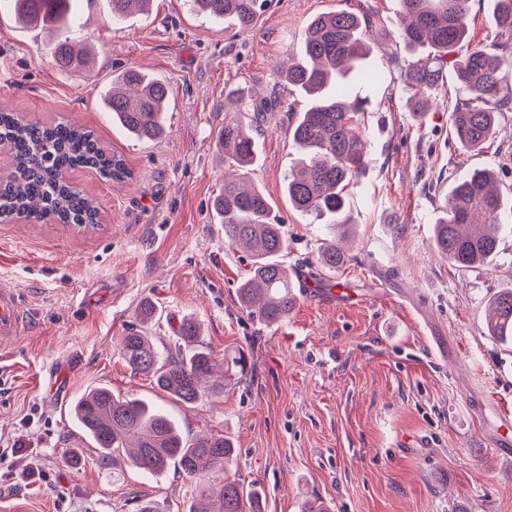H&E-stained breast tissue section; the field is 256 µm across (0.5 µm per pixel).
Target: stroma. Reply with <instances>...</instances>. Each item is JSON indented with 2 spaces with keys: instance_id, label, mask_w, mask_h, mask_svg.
<instances>
[{
  "instance_id": "1",
  "label": "stroma",
  "mask_w": 512,
  "mask_h": 512,
  "mask_svg": "<svg viewBox=\"0 0 512 512\" xmlns=\"http://www.w3.org/2000/svg\"><path fill=\"white\" fill-rule=\"evenodd\" d=\"M470 45L503 56L501 88L512 94V35L493 23L495 0H469ZM339 10L372 27L359 132L368 165L347 199L357 228L337 280L354 303L298 297L269 325L242 308L247 252L224 241L212 200L224 179L218 135L225 118L248 123L257 153L249 179L271 201L288 238L290 274L317 272L325 218L296 212L284 183L297 151L292 123L307 107L278 66L295 53L306 25ZM400 0H271L254 29L237 32L199 13L191 0H156L150 14L115 21L108 0H79L63 31L93 46V68L58 69L57 37L0 12V104L30 122L92 130L134 173L115 184L92 170L73 184L95 199L100 223H0V284L19 289L30 323L0 344V499L18 512H190L195 481L169 466L152 476L100 464L73 423L69 404L99 386L172 414L185 437L232 441V476L263 494L265 512H302L310 498L329 512H512V456L494 441L485 397L512 409V345L488 336L490 302L512 289V112L500 113L484 152L466 151L449 115L468 99L455 80L410 112L400 79L414 56L398 38ZM136 68L167 86L166 132L130 138L99 101L112 74ZM254 93L261 112L236 109L228 94ZM491 168L506 202L497 254L460 268L434 247V224L453 185ZM96 301L86 305V293ZM151 301L158 318L140 321ZM202 328L218 364L238 354L246 372L192 406L177 402L119 355L137 330L161 355L174 351L183 317ZM63 376L65 403L47 396ZM82 463H67L68 452Z\"/></svg>"
}]
</instances>
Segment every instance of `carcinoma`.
<instances>
[{
    "mask_svg": "<svg viewBox=\"0 0 512 512\" xmlns=\"http://www.w3.org/2000/svg\"><path fill=\"white\" fill-rule=\"evenodd\" d=\"M267 0H192L193 7L223 19L242 32L252 30ZM403 20L398 37L411 52H421L400 79L414 90L409 105L425 112L431 93L444 85L450 51L467 38L468 0H400ZM112 19L142 11L150 0H110ZM22 21L60 31L73 22L74 0H0ZM494 24L512 31V0H496ZM370 19L341 10L322 14L306 26L297 55L281 68L288 85L307 96L309 106L292 130L300 157L289 168L284 191L295 210L344 224L346 189L367 166V153L357 129L356 114L364 101L351 98L349 85L380 78L357 68L368 53L364 41ZM89 53L77 52L67 40L55 47V65L85 66ZM454 79L471 94L450 114L452 131L470 152H481L494 135L497 114L512 111V97L502 99L503 58L478 47L452 61ZM166 86L137 69L112 77L105 110L112 122L139 141H155L164 133ZM0 143L12 155V170L0 179V222L25 219L54 221L80 228L98 225L91 195L76 189L68 174L92 169L105 181H128L131 170L123 156L108 152L94 133L70 123L32 124L18 113L0 109ZM224 154V185L213 209L224 226V241L249 252L251 269L238 288L241 305L267 324L288 316L297 302L292 278L281 257L288 241L281 221L264 192L247 179L256 161L250 128L239 118L224 121L219 138ZM503 199L493 172L477 169L458 181L444 201V216L435 224L437 251L459 267L483 265L498 247ZM346 262L345 252L331 244L320 248L317 265L332 273ZM488 334L512 339V290L493 299ZM201 329L192 318L182 320L175 354L163 359L143 333L119 340V354L132 370L184 405H193L215 391L210 384L216 363L200 344ZM87 437L100 449L99 458L117 466L130 461L137 468L163 474L175 462L186 476L205 479L204 504L190 512H264L261 492L249 491L224 476L235 448L221 435L184 439L175 419L140 399L119 398L108 387L82 395L71 409Z\"/></svg>",
    "mask_w": 512,
    "mask_h": 512,
    "instance_id": "cac0c4a2",
    "label": "carcinoma"
}]
</instances>
